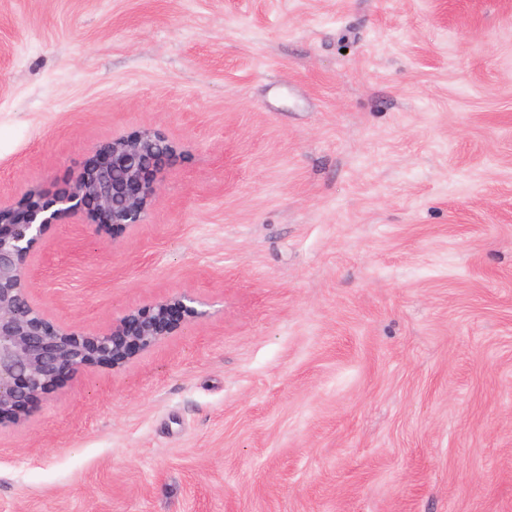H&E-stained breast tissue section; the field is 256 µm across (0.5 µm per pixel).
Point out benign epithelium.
I'll list each match as a JSON object with an SVG mask.
<instances>
[{"label":"benign epithelium","instance_id":"1","mask_svg":"<svg viewBox=\"0 0 512 512\" xmlns=\"http://www.w3.org/2000/svg\"><path fill=\"white\" fill-rule=\"evenodd\" d=\"M178 145L143 128L99 144L81 170L47 199L31 189L16 207H0V424L19 423L62 377L90 365L120 368L177 324L206 316L188 292L128 311L99 332L63 328L33 303L27 258L65 214L121 232L139 224L161 193Z\"/></svg>","mask_w":512,"mask_h":512}]
</instances>
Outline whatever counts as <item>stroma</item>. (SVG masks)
Instances as JSON below:
<instances>
[{"mask_svg":"<svg viewBox=\"0 0 512 512\" xmlns=\"http://www.w3.org/2000/svg\"><path fill=\"white\" fill-rule=\"evenodd\" d=\"M180 147L50 319L206 310L0 426V512H512V0H0V202Z\"/></svg>","mask_w":512,"mask_h":512,"instance_id":"obj_1","label":"stroma"}]
</instances>
